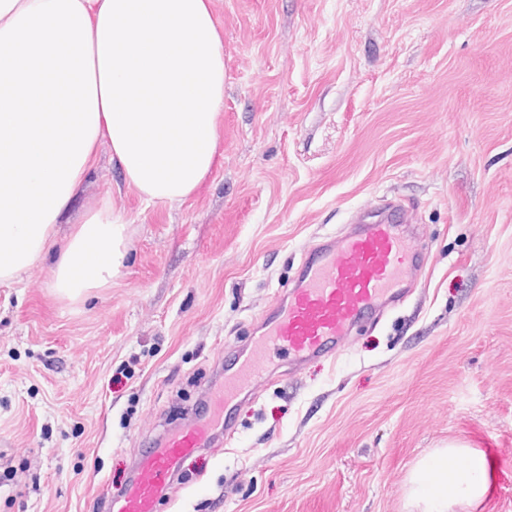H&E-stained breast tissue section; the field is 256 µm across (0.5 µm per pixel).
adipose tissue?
<instances>
[{
	"instance_id": "obj_1",
	"label": "adipose tissue",
	"mask_w": 512,
	"mask_h": 512,
	"mask_svg": "<svg viewBox=\"0 0 512 512\" xmlns=\"http://www.w3.org/2000/svg\"><path fill=\"white\" fill-rule=\"evenodd\" d=\"M224 40L210 0H0V284L55 253L53 286L107 287L127 253L109 203L58 240L98 143L147 201L190 196L217 159ZM487 492L461 443L422 457L407 512H460Z\"/></svg>"
}]
</instances>
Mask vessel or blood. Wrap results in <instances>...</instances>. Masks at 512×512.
<instances>
[{"label": "vessel or blood", "instance_id": "1", "mask_svg": "<svg viewBox=\"0 0 512 512\" xmlns=\"http://www.w3.org/2000/svg\"><path fill=\"white\" fill-rule=\"evenodd\" d=\"M410 227L408 208L392 202L375 222L311 248L294 287L263 315L254 342L236 348L220 387L207 393V414L136 458L130 478L112 496L111 512H157L162 495L196 453L234 435L230 415L272 378V351H288L297 371L314 358L335 357L360 320L380 319L415 292L423 256Z\"/></svg>", "mask_w": 512, "mask_h": 512}]
</instances>
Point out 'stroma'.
Returning <instances> with one entry per match:
<instances>
[{"mask_svg":"<svg viewBox=\"0 0 512 512\" xmlns=\"http://www.w3.org/2000/svg\"><path fill=\"white\" fill-rule=\"evenodd\" d=\"M217 160L148 202L100 145L75 212L110 201L128 254L71 301L52 257L0 285V512H108L140 449L193 417L216 367L358 212L409 208L416 292L333 360L257 387L158 512H405L456 442L512 512V0H212Z\"/></svg>","mask_w":512,"mask_h":512,"instance_id":"obj_1","label":"stroma"}]
</instances>
